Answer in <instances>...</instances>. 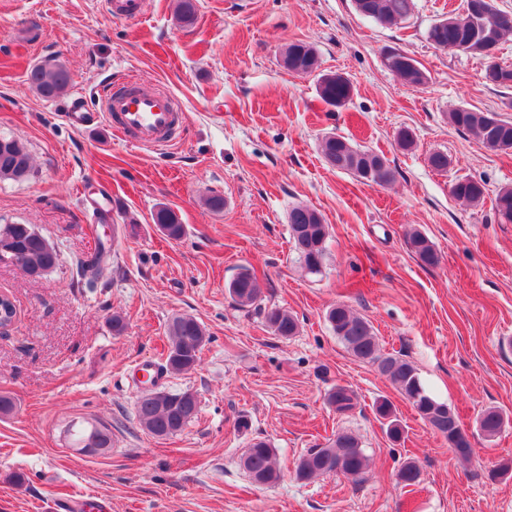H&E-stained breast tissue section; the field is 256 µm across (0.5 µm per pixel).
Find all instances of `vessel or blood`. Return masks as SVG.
<instances>
[{"mask_svg": "<svg viewBox=\"0 0 512 512\" xmlns=\"http://www.w3.org/2000/svg\"><path fill=\"white\" fill-rule=\"evenodd\" d=\"M100 110H93L85 95L72 96L64 117L69 125L84 129L106 116L113 131L138 146L171 144L182 122L181 105L170 92L145 89L140 82L105 84L98 91Z\"/></svg>", "mask_w": 512, "mask_h": 512, "instance_id": "1", "label": "vessel or blood"}]
</instances>
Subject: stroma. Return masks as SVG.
Listing matches in <instances>:
<instances>
[{
  "label": "stroma",
  "instance_id": "obj_1",
  "mask_svg": "<svg viewBox=\"0 0 512 512\" xmlns=\"http://www.w3.org/2000/svg\"><path fill=\"white\" fill-rule=\"evenodd\" d=\"M462 4L415 0L409 19L383 26L353 0H196L185 25L177 0H148L146 15L127 18L113 16L110 0H0V136L32 157L27 179L0 181V224L31 225L59 255L37 280L0 264V292L17 311L0 335V395L15 403L0 415V512H60L69 498L106 500L109 512H512V473H498L512 464V223L494 207L512 188V152L448 122L458 107L512 121V88L486 83L487 59L429 43L430 26ZM295 41L315 47L323 72L350 79L343 108L322 101L315 76L282 66ZM391 48L419 63L424 87L386 68ZM53 60L71 72L69 93L92 103L129 77L169 90L183 107L178 140L157 151L102 121L72 128L62 98L43 99L27 82ZM403 128L412 150L396 143ZM330 133L385 155L394 181L364 184L329 168L320 142ZM436 152L447 170L430 167ZM461 176L485 182L483 202L452 196ZM212 195L222 211L206 206ZM298 204L329 226L318 275L289 236ZM161 205L184 224L182 240L154 224ZM412 228L434 244L438 265L411 253ZM244 270L261 281L259 307H239L227 291ZM340 302L371 322L382 354L411 362L455 410L474 434L471 460L336 337L326 312ZM270 306L296 315V336L269 332ZM178 314L196 317L208 341L194 370L157 385L196 391L200 413L161 440L142 431L135 406L142 368L161 363ZM339 384L358 395L346 415L327 403ZM382 398L404 428L400 442L375 415ZM488 408L505 420L493 438L476 432ZM73 420L108 427L111 451L73 452ZM339 431L359 438L367 473L297 479L299 458ZM256 439L276 450V484L256 485L241 466ZM406 460L420 471L409 487L396 477Z\"/></svg>",
  "mask_w": 512,
  "mask_h": 512
}]
</instances>
